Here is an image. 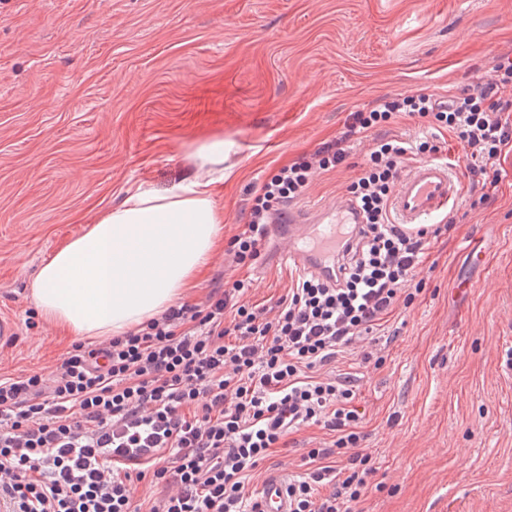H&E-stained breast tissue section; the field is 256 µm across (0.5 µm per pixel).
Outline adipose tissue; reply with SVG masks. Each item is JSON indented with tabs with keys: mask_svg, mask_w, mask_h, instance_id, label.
<instances>
[{
	"mask_svg": "<svg viewBox=\"0 0 512 512\" xmlns=\"http://www.w3.org/2000/svg\"><path fill=\"white\" fill-rule=\"evenodd\" d=\"M192 175L139 187L38 269L31 298L68 335L120 336L172 306L205 273L224 235L212 187L224 179V143L200 145Z\"/></svg>",
	"mask_w": 512,
	"mask_h": 512,
	"instance_id": "ef3b65f1",
	"label": "adipose tissue"
}]
</instances>
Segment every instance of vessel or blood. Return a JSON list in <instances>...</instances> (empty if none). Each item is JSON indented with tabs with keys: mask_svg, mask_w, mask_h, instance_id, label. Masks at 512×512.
<instances>
[{
	"mask_svg": "<svg viewBox=\"0 0 512 512\" xmlns=\"http://www.w3.org/2000/svg\"><path fill=\"white\" fill-rule=\"evenodd\" d=\"M460 196L456 165L421 160L399 173L389 207L397 223L421 227L440 221ZM359 221L349 203H325L304 213L289 211L287 223L276 225L275 231L288 244L284 257L290 266L332 281L338 267L337 251L343 241L342 227ZM261 512H288V484L282 476H271L263 482Z\"/></svg>",
	"mask_w": 512,
	"mask_h": 512,
	"instance_id": "obj_1",
	"label": "vessel or blood"
}]
</instances>
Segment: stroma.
I'll use <instances>...</instances> for the list:
<instances>
[{"mask_svg": "<svg viewBox=\"0 0 512 512\" xmlns=\"http://www.w3.org/2000/svg\"><path fill=\"white\" fill-rule=\"evenodd\" d=\"M510 50L512 0H0V315L17 333L0 375L59 367L73 340L29 282L128 189L169 188L196 146L223 140L213 194L233 237L254 187L350 112L419 89L447 99ZM370 147L317 175L298 208L344 199ZM501 168L494 199L463 189L467 214L432 240L423 291L376 330L383 366L353 346L324 368L354 380L374 468L352 512H512V151ZM474 238L490 265L468 256ZM242 277L265 307L298 279L276 245L247 271L222 251L187 301ZM333 440L301 426L249 491L305 473L308 449Z\"/></svg>", "mask_w": 512, "mask_h": 512, "instance_id": "1", "label": "stroma"}]
</instances>
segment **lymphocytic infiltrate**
<instances>
[{"mask_svg":"<svg viewBox=\"0 0 512 512\" xmlns=\"http://www.w3.org/2000/svg\"><path fill=\"white\" fill-rule=\"evenodd\" d=\"M402 116L431 136H382ZM445 131L463 147L469 184L497 186L496 169L512 145V52L497 54L478 82L447 100L416 91L350 113L336 137L255 190L229 242L240 267L256 263L270 225L317 173L339 167L351 143L372 137L346 187L360 221L345 228L335 281L299 278L269 311L250 304L249 283L237 279L100 346L73 344L54 377L0 376L5 512H142L134 486L146 479L173 487L149 512H259L246 480L287 433L310 423L337 438L333 447L310 449L306 472L289 480L291 512H349L374 469L355 452L361 416L352 380L320 369L421 292L431 240L457 215L412 230L391 220L388 201L406 163L437 155ZM344 453L346 466L332 464Z\"/></svg>","mask_w":512,"mask_h":512,"instance_id":"lymphocytic-infiltrate-1","label":"lymphocytic infiltrate"}]
</instances>
